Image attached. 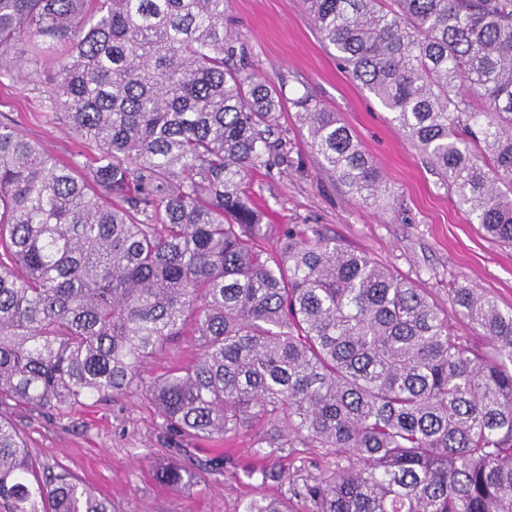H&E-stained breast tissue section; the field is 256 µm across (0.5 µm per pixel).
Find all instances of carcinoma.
<instances>
[{"label":"carcinoma","mask_w":512,"mask_h":512,"mask_svg":"<svg viewBox=\"0 0 512 512\" xmlns=\"http://www.w3.org/2000/svg\"><path fill=\"white\" fill-rule=\"evenodd\" d=\"M304 2L457 204L512 246V0ZM225 4L0 0V77L21 44L41 46L50 102L92 171L0 124V403L48 414L140 388L183 436L264 419L334 458L318 477L261 470L289 497L242 512H512V311L465 280L448 311L306 224L266 248L245 185L288 157L282 100L231 65L244 46ZM291 105L322 170L364 203L389 196L338 113L310 94ZM188 330L195 359L144 381ZM160 478L184 487L197 472ZM0 512L112 503L36 464L0 417Z\"/></svg>","instance_id":"cac0c4a2"}]
</instances>
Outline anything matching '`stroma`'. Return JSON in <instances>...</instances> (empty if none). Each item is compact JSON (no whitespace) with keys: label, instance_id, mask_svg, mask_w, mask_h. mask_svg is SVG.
<instances>
[{"label":"stroma","instance_id":"1","mask_svg":"<svg viewBox=\"0 0 512 512\" xmlns=\"http://www.w3.org/2000/svg\"><path fill=\"white\" fill-rule=\"evenodd\" d=\"M224 27L245 45L241 66L281 86L288 100L280 129L289 160L248 182L270 226L269 244H276L280 225L306 224L415 281L440 305H447L455 282L468 280L495 297L502 310L512 309V247L484 237L418 147L389 124L386 109L339 67L304 0H228ZM37 68V85L23 69L0 78V121L86 174L80 143L63 113L50 106L54 70L43 60ZM307 91L339 113L382 172L393 203L364 204L322 171L290 104ZM197 352L194 336L179 337L148 361L143 377L159 376ZM0 417L19 427L37 462L68 469L109 498L114 512H242L252 498L288 493L287 485L263 480L261 469L301 476L333 465L320 449L272 439L271 426L263 421L226 438L170 433L138 390L45 415L12 403L0 407ZM177 460L197 467L196 484L175 489L160 481L158 469Z\"/></svg>","mask_w":512,"mask_h":512}]
</instances>
